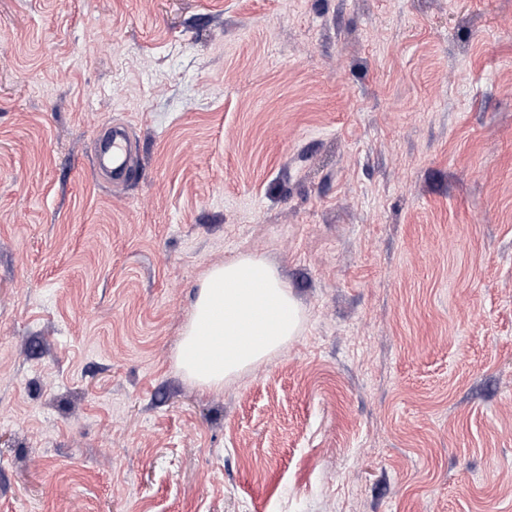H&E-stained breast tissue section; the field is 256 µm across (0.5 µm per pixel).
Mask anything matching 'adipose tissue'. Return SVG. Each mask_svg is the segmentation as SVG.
I'll return each mask as SVG.
<instances>
[{
  "mask_svg": "<svg viewBox=\"0 0 512 512\" xmlns=\"http://www.w3.org/2000/svg\"><path fill=\"white\" fill-rule=\"evenodd\" d=\"M300 311L275 267L245 255L211 269L202 281L177 360L206 388L264 360L295 336ZM210 339L200 343V329Z\"/></svg>",
  "mask_w": 512,
  "mask_h": 512,
  "instance_id": "adipose-tissue-1",
  "label": "adipose tissue"
}]
</instances>
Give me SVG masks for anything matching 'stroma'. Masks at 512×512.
Wrapping results in <instances>:
<instances>
[{
	"instance_id": "obj_1",
	"label": "stroma",
	"mask_w": 512,
	"mask_h": 512,
	"mask_svg": "<svg viewBox=\"0 0 512 512\" xmlns=\"http://www.w3.org/2000/svg\"><path fill=\"white\" fill-rule=\"evenodd\" d=\"M245 254L302 328L208 389ZM0 512H512V0H0ZM138 154L133 146L127 127L114 125L104 141L99 156V166L108 167L112 171V184H125L135 173ZM256 287V288H253ZM298 304L275 267L256 255L211 269L202 281L177 360L206 388L246 370L297 334ZM202 329V343L198 341ZM208 333V336L206 334Z\"/></svg>"
}]
</instances>
